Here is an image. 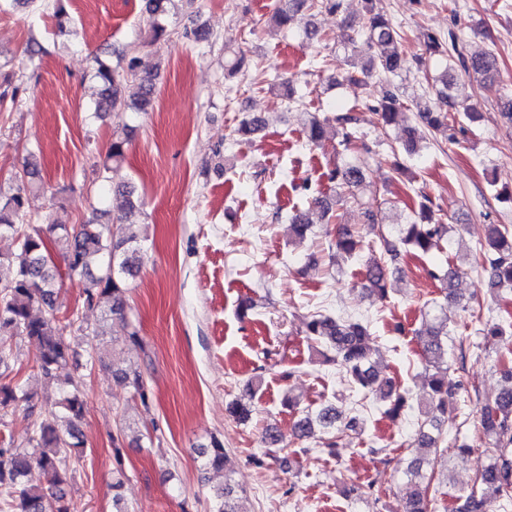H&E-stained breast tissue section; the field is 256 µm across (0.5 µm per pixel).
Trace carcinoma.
<instances>
[{"mask_svg": "<svg viewBox=\"0 0 512 512\" xmlns=\"http://www.w3.org/2000/svg\"><path fill=\"white\" fill-rule=\"evenodd\" d=\"M269 21L278 27H288L305 21V32L316 38L318 27L312 17L319 12L337 13L341 0H284ZM366 22L348 35L352 45L350 70L345 79L357 81V74L371 79L378 78L385 84L377 105L372 107L376 124L385 129L395 123L405 106L391 89L393 79L409 69L422 56L446 55L443 43L430 33L422 34L420 52L414 53L399 46V33L392 20L375 11L373 0H364ZM126 61L122 70L113 68L106 61L93 57L94 77L99 84L95 115L105 112L130 109L136 113L147 112L152 107L155 94V77L137 70L136 58L121 56ZM457 61L470 79L500 102L504 119L512 121V96L496 81L497 58L489 52L466 56L457 53ZM448 66L434 86L433 105L420 113L421 119L431 128L448 133V140L457 123L456 114L463 113L468 119L475 118L472 95L465 85L458 83L450 74ZM136 86V99L127 102L124 84ZM357 121L354 109L350 108L335 116L341 132V161L327 173L329 181L341 189L339 200L353 193L364 180L363 166L351 155V145L357 138ZM325 123L313 115L308 120L305 136L308 143L319 145L325 136ZM117 192L125 195L128 210L108 224L96 217L78 226H67L52 222L51 214L43 217L42 226L30 224L26 211L27 188L17 187L11 194L0 193V237H11L16 241L15 249L0 254V265L13 268L14 276L0 282V366H8L10 346L8 340L21 336L28 340L36 352L37 369L41 376L52 379L59 367L70 357V345L64 331L75 325V319L62 321L59 316L58 272L53 254H59L69 274L83 280L84 303L104 313L105 318L119 320L130 327L127 340L135 348L142 347L139 331L130 322L127 313L126 277L133 274L142 258L143 246L139 238L127 231L133 224L132 217L141 213L142 203L136 196L135 187L125 185ZM288 230L304 237L311 229L305 212L295 210L285 217ZM451 228L433 218L430 199L422 196L416 218L404 224H394L387 229L375 231L376 248L370 250L364 262L365 288L380 301L388 297L387 280L390 264L401 253L417 257H431L451 245ZM336 264L354 258L361 250L362 241L349 230L337 228L334 236ZM476 265L490 274L493 288H512V233L503 224H488L485 245L479 246ZM432 276L444 286V303L433 302L439 313L427 320V328L417 332L421 345L429 396V414L445 415L448 411V395L456 384L449 378L448 366V302L453 300V280L459 270L450 266ZM306 336L317 346L333 353L326 361L334 362L346 373L351 386L365 395L371 394L383 403V414L392 420L401 418L411 408L407 393L395 388L393 382L380 375L375 367L374 353L367 348L370 327L362 319L332 315L321 311L311 314L305 322ZM112 378L133 392L143 406H148L152 390L145 373L138 366L112 370ZM35 394L20 384H0V412L16 407L19 403H31ZM85 412V402L78 387L59 388L53 400H47L38 413L27 414L33 428V441L40 448L35 456H29L11 444L0 445V487L6 489L12 500L13 512H76L72 507L71 473L69 460L79 459L84 453L78 423ZM227 412L240 421H247L252 414L251 404L240 399L231 402ZM435 424L422 421L419 426L417 453L412 457L406 471L405 512H430L432 502L429 487L422 485V467L430 463L427 455L441 456L440 436L425 430ZM483 432L495 437L502 447L512 446V386L503 390L494 402L485 406L480 416ZM324 433L359 429V418L343 417L333 405H326L316 412L304 411L293 425V436L304 439L315 430ZM205 465L223 469L226 454L223 446L215 442L199 449ZM37 467L47 477V486L29 484L26 477L32 467ZM235 488L230 474H225L224 487L213 493L212 512H237L234 500ZM461 504L455 512H497L512 501V460L503 459L480 464L472 489L458 497Z\"/></svg>", "mask_w": 512, "mask_h": 512, "instance_id": "cac0c4a2", "label": "carcinoma"}]
</instances>
